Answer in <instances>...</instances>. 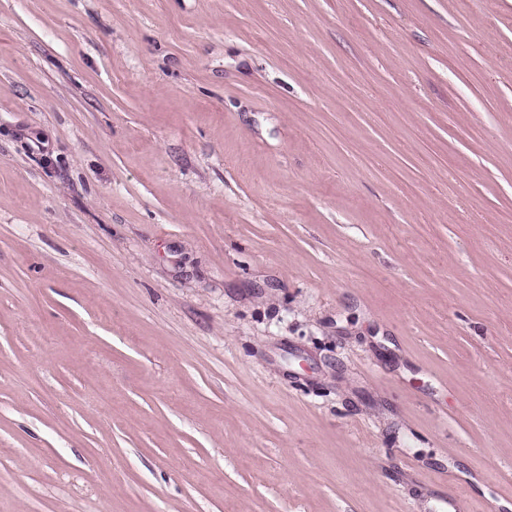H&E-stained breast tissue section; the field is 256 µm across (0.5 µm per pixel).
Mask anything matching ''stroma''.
<instances>
[{
    "mask_svg": "<svg viewBox=\"0 0 512 512\" xmlns=\"http://www.w3.org/2000/svg\"><path fill=\"white\" fill-rule=\"evenodd\" d=\"M512 512V0H0V512Z\"/></svg>",
    "mask_w": 512,
    "mask_h": 512,
    "instance_id": "1",
    "label": "stroma"
}]
</instances>
